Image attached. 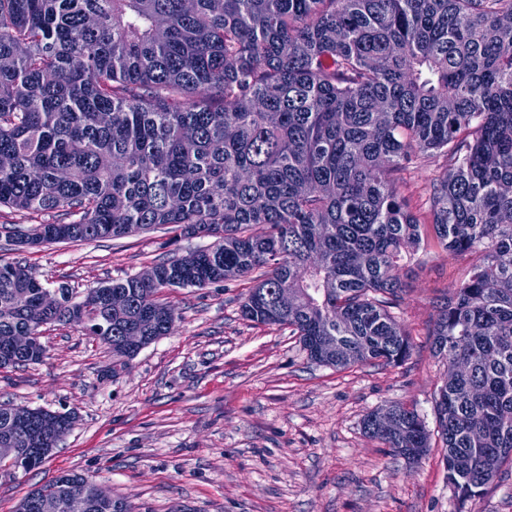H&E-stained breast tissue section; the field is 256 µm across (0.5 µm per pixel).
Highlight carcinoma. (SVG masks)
Masks as SVG:
<instances>
[{
  "label": "carcinoma",
  "mask_w": 512,
  "mask_h": 512,
  "mask_svg": "<svg viewBox=\"0 0 512 512\" xmlns=\"http://www.w3.org/2000/svg\"><path fill=\"white\" fill-rule=\"evenodd\" d=\"M0 207L48 216L46 244L167 226L211 242L140 275L46 288L0 263V337L76 326L121 361L167 335L165 289L254 282L241 316L287 327L317 364L398 366L402 252L432 236L476 254L438 306L433 352L451 373L437 412L464 500L512 464V0H0ZM440 158L432 220L402 174ZM36 229L1 225L12 246ZM41 358L0 346V368ZM0 403V464L29 455ZM47 448L72 426L59 416ZM363 430L409 462L418 413ZM60 512H130L76 473L28 493Z\"/></svg>",
  "instance_id": "cac0c4a2"
}]
</instances>
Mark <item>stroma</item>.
<instances>
[{"label": "stroma", "instance_id": "1", "mask_svg": "<svg viewBox=\"0 0 512 512\" xmlns=\"http://www.w3.org/2000/svg\"><path fill=\"white\" fill-rule=\"evenodd\" d=\"M429 161L407 173L402 194L428 219ZM165 227L76 245L15 251L42 282L84 292L205 246ZM412 274L394 315L413 351L400 366L346 369L310 360L288 328L241 317L250 288L236 279L163 292L171 332L113 365L105 345L70 325H48L45 360L0 370V402L74 413L69 433L28 473L0 470V512L57 475L78 473L128 501L133 512H512V468L476 499L448 482L438 436L437 390L448 372L429 340L435 303L468 260L436 242L410 250ZM399 402L417 411L431 447L416 464L362 430L370 411Z\"/></svg>", "mask_w": 512, "mask_h": 512}]
</instances>
